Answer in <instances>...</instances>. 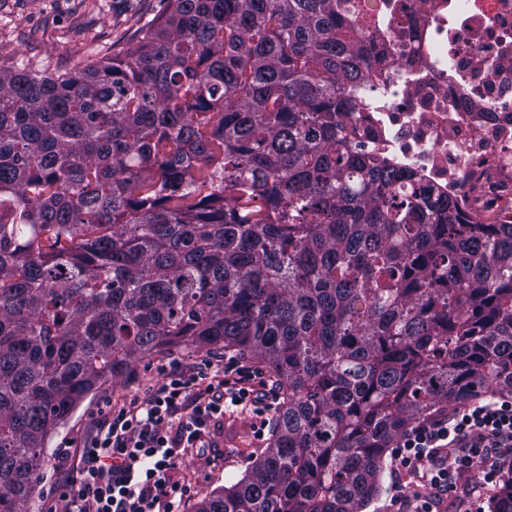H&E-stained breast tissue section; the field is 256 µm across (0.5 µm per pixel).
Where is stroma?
<instances>
[{
	"mask_svg": "<svg viewBox=\"0 0 512 512\" xmlns=\"http://www.w3.org/2000/svg\"><path fill=\"white\" fill-rule=\"evenodd\" d=\"M166 8L167 0H0V70L24 65L58 76L90 67L127 48L134 33ZM204 355L192 346L174 347L132 364L119 378L88 393L46 439L41 485L52 481L57 448L86 436L106 397L125 394L139 382H158L159 364L173 359L190 363ZM255 423L245 414L228 415L211 427L209 437L224 456L211 462L197 456L184 460V473L196 488L181 512H196L212 490L241 478L264 448L254 436Z\"/></svg>",
	"mask_w": 512,
	"mask_h": 512,
	"instance_id": "1",
	"label": "stroma"
}]
</instances>
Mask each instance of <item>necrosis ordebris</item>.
<instances>
[{"instance_id":"4bbe7bcc","label":"necrosis or debris","mask_w":512,"mask_h":512,"mask_svg":"<svg viewBox=\"0 0 512 512\" xmlns=\"http://www.w3.org/2000/svg\"><path fill=\"white\" fill-rule=\"evenodd\" d=\"M377 59L351 89L354 152L384 158L473 223L512 219V0H373Z\"/></svg>"}]
</instances>
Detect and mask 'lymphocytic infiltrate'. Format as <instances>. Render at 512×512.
Returning a JSON list of instances; mask_svg holds the SVG:
<instances>
[{
  "mask_svg": "<svg viewBox=\"0 0 512 512\" xmlns=\"http://www.w3.org/2000/svg\"><path fill=\"white\" fill-rule=\"evenodd\" d=\"M95 419L83 445L58 452L56 497L48 512H179L191 485L182 475L188 454L203 455L211 421L229 412L273 421L277 393L261 372L236 358L212 355L185 368L172 362ZM392 479L414 489L399 512H437L453 480L474 463L481 488L497 484L512 463V401L482 396L464 408L410 426L392 450Z\"/></svg>",
  "mask_w": 512,
  "mask_h": 512,
  "instance_id": "obj_1",
  "label": "lymphocytic infiltrate"
}]
</instances>
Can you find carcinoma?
Listing matches in <instances>:
<instances>
[{"instance_id": "cac0c4a2", "label": "carcinoma", "mask_w": 512, "mask_h": 512, "mask_svg": "<svg viewBox=\"0 0 512 512\" xmlns=\"http://www.w3.org/2000/svg\"><path fill=\"white\" fill-rule=\"evenodd\" d=\"M364 15L168 0L91 70L0 71V512L83 396L180 344L282 397L196 512H362L410 425L512 385V224L351 150Z\"/></svg>"}]
</instances>
